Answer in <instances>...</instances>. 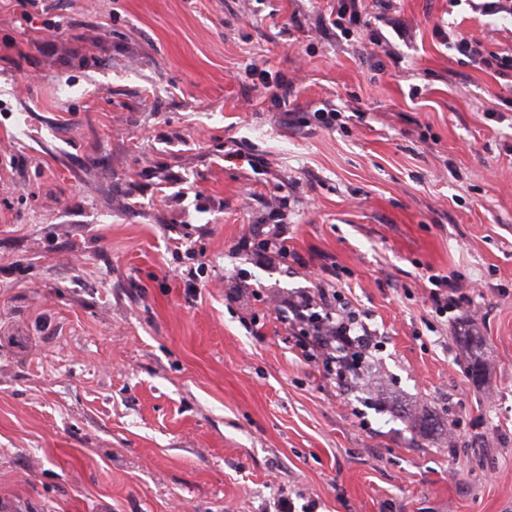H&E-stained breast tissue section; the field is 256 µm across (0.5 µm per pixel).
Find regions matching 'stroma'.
<instances>
[{
    "instance_id": "stroma-1",
    "label": "stroma",
    "mask_w": 512,
    "mask_h": 512,
    "mask_svg": "<svg viewBox=\"0 0 512 512\" xmlns=\"http://www.w3.org/2000/svg\"><path fill=\"white\" fill-rule=\"evenodd\" d=\"M22 2L0 512H512V82L442 37L511 54L512 15L361 0L344 36L336 0ZM259 224L288 255L238 250ZM434 274L480 289L439 314ZM321 288L373 338L361 379L277 317Z\"/></svg>"
}]
</instances>
